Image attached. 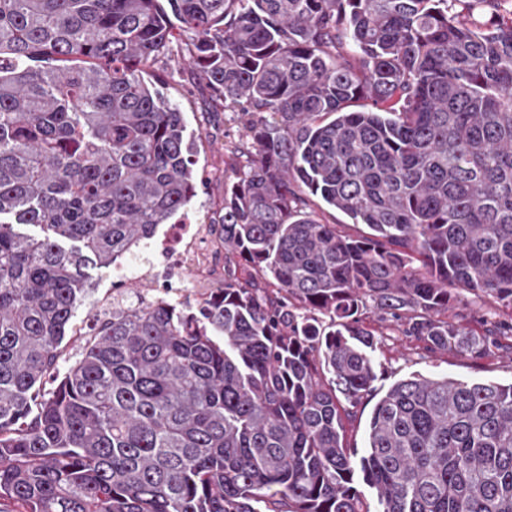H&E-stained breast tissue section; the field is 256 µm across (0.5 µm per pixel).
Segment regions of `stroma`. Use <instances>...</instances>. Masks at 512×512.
<instances>
[{"instance_id":"35a3bbf8","label":"stroma","mask_w":512,"mask_h":512,"mask_svg":"<svg viewBox=\"0 0 512 512\" xmlns=\"http://www.w3.org/2000/svg\"><path fill=\"white\" fill-rule=\"evenodd\" d=\"M150 75L163 81L164 94L184 115L185 135L195 147L197 167L204 178L192 201L189 218L208 221L221 206L225 186L234 181L245 163V130L257 115L239 106L214 103L205 80L177 54L158 58ZM89 282L90 288L77 304L71 328L61 345L58 368L62 371L81 358L96 321L111 315L113 307L129 305L137 298L151 301L158 296L153 281L132 276L121 279L113 266L90 269ZM497 309L493 298L477 299L463 292L449 310L448 318L478 332ZM366 324L375 333L372 357L378 374L377 393L385 392L393 382L413 373L465 382L512 383V353L495 349L473 360L452 352L432 351L421 342L399 336L390 317L374 314Z\"/></svg>"}]
</instances>
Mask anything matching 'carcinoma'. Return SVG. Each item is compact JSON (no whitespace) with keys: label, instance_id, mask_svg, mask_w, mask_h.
I'll return each mask as SVG.
<instances>
[{"label":"carcinoma","instance_id":"cac0c4a2","mask_svg":"<svg viewBox=\"0 0 512 512\" xmlns=\"http://www.w3.org/2000/svg\"><path fill=\"white\" fill-rule=\"evenodd\" d=\"M499 2L0 0V512H370L357 473L376 512H512V383L412 374L365 455L346 439L378 379L369 315L512 349L445 317L463 291L512 317ZM172 16L216 100L265 113L210 221L224 284L194 311L112 309L59 377L87 268L196 196L183 113L144 78ZM307 192L370 233L303 213Z\"/></svg>","mask_w":512,"mask_h":512}]
</instances>
